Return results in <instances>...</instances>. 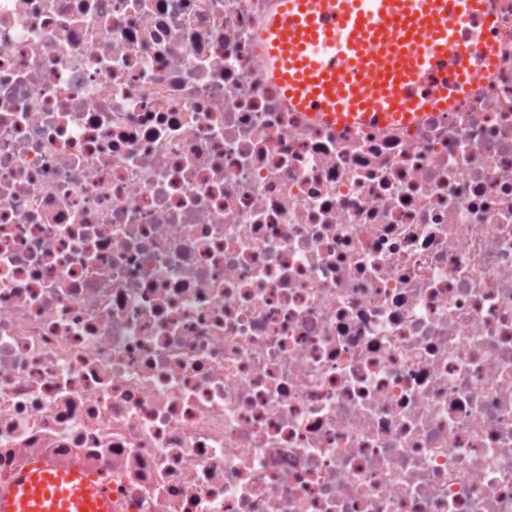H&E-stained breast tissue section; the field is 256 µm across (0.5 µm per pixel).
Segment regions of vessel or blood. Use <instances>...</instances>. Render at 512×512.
<instances>
[{
    "label": "vessel or blood",
    "instance_id": "obj_1",
    "mask_svg": "<svg viewBox=\"0 0 512 512\" xmlns=\"http://www.w3.org/2000/svg\"><path fill=\"white\" fill-rule=\"evenodd\" d=\"M494 25L490 0H276L260 73L329 123H418L467 91L472 62L493 67ZM0 512H113L112 480L32 459L0 483Z\"/></svg>",
    "mask_w": 512,
    "mask_h": 512
}]
</instances>
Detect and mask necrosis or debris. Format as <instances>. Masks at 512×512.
Segmentation results:
<instances>
[{"instance_id": "1", "label": "necrosis or debris", "mask_w": 512, "mask_h": 512, "mask_svg": "<svg viewBox=\"0 0 512 512\" xmlns=\"http://www.w3.org/2000/svg\"><path fill=\"white\" fill-rule=\"evenodd\" d=\"M444 117L337 127L269 0H0V483L121 512H512V0ZM0 512H113L112 478L50 458L27 461L0 483Z\"/></svg>"}]
</instances>
